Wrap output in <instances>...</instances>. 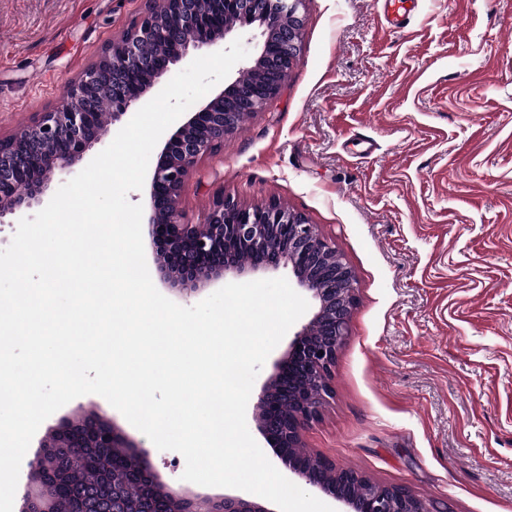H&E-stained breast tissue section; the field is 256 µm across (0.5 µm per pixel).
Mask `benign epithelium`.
<instances>
[{
  "label": "benign epithelium",
  "mask_w": 512,
  "mask_h": 512,
  "mask_svg": "<svg viewBox=\"0 0 512 512\" xmlns=\"http://www.w3.org/2000/svg\"><path fill=\"white\" fill-rule=\"evenodd\" d=\"M213 9L201 11L196 0H145L139 18L122 36L104 45L97 58L68 82L58 101L18 131L0 136V220L42 203L53 175L84 156L109 131L95 112V94L102 85L101 71L112 63V112L110 123L141 103L171 66L190 50L213 47L234 30L221 23L224 13L241 12L248 28H262L255 56L244 70L256 72L254 82L235 79L217 96L195 111L164 143L151 173L146 198L147 232L155 252L161 280L186 295L196 294L208 283L227 276L291 266L298 286L318 303L317 311L295 333L274 364V372L261 386L254 416L257 428L274 448L288 471L324 496L342 503L344 512H443L399 486H381L357 473L336 467L327 457L301 462L288 453L301 447V430L319 413L328 395L331 371L349 332L355 305L353 274L342 258L320 235L317 225L300 213L271 202L249 208L219 194L205 222L188 224L179 203L190 174L209 154L224 145L245 118L264 111L283 88L296 62L304 35L306 0H212ZM193 38L179 44L164 60L142 54L148 43L173 41L181 31ZM245 249L250 263L227 255L226 247ZM296 381L283 388L285 380ZM293 406L291 417L281 415L284 404ZM108 446L121 454L128 466L146 479L150 494L140 499L122 490L123 478L112 476V497L101 512H152L154 499L166 500L176 512H275L251 496L226 495L202 509L184 492L164 483L129 440L107 417L97 413L76 415L44 440V451L28 463V474L41 472L38 481H27L22 512H53V474L50 453L54 448ZM359 480V497L344 487Z\"/></svg>",
  "instance_id": "obj_1"
}]
</instances>
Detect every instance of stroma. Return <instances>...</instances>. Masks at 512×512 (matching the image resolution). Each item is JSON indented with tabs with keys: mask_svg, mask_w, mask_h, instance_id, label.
<instances>
[{
	"mask_svg": "<svg viewBox=\"0 0 512 512\" xmlns=\"http://www.w3.org/2000/svg\"><path fill=\"white\" fill-rule=\"evenodd\" d=\"M143 0H0V132L29 123L137 17ZM277 201L354 275L350 333L306 452L450 512H512V0H307L298 60L267 110L225 137L182 196ZM108 416L167 485L158 450L105 398L46 419Z\"/></svg>",
	"mask_w": 512,
	"mask_h": 512,
	"instance_id": "1",
	"label": "stroma"
}]
</instances>
